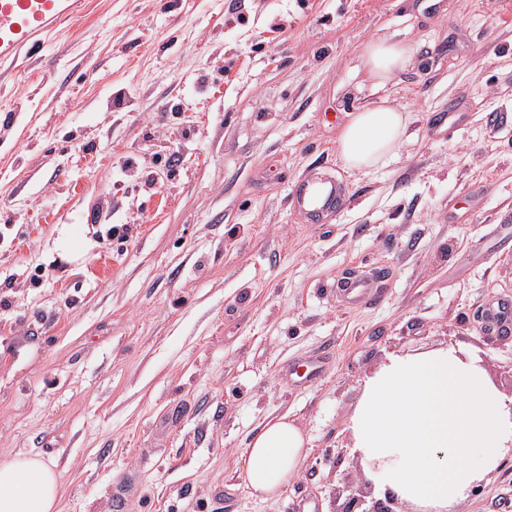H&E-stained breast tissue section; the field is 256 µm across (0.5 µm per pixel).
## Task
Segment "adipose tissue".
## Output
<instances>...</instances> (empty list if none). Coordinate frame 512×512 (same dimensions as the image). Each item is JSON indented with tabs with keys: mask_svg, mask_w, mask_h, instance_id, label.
Listing matches in <instances>:
<instances>
[{
	"mask_svg": "<svg viewBox=\"0 0 512 512\" xmlns=\"http://www.w3.org/2000/svg\"><path fill=\"white\" fill-rule=\"evenodd\" d=\"M412 55L411 46L373 38L361 60L382 86ZM407 124L395 107L360 108L341 137L340 155L352 169L373 168L398 149ZM347 429L375 492L416 512H456L512 447V398L472 350L449 345L392 354L365 380ZM304 445L287 417L266 423L241 455L253 493L267 498L286 486ZM57 494V475L40 460L0 463V512H55Z\"/></svg>",
	"mask_w": 512,
	"mask_h": 512,
	"instance_id": "1",
	"label": "adipose tissue"
}]
</instances>
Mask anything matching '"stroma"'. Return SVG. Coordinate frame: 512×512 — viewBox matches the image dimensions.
Wrapping results in <instances>:
<instances>
[{
	"label": "stroma",
	"mask_w": 512,
	"mask_h": 512,
	"mask_svg": "<svg viewBox=\"0 0 512 512\" xmlns=\"http://www.w3.org/2000/svg\"><path fill=\"white\" fill-rule=\"evenodd\" d=\"M435 2L89 0L0 68V462L50 466L58 512H335L388 355L475 348L512 391L477 317L512 298V0ZM378 36L414 50L382 88ZM381 102L403 142L348 169ZM317 174L349 202L308 224L289 192ZM376 269V300L337 294ZM282 416L307 455L264 500L238 460ZM458 512H512L511 455ZM407 124V115L393 106L360 108L341 137L340 155L351 169L373 168L398 149Z\"/></svg>",
	"instance_id": "1"
}]
</instances>
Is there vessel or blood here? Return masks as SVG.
Instances as JSON below:
<instances>
[{"instance_id": "obj_1", "label": "vessel or blood", "mask_w": 512, "mask_h": 512, "mask_svg": "<svg viewBox=\"0 0 512 512\" xmlns=\"http://www.w3.org/2000/svg\"><path fill=\"white\" fill-rule=\"evenodd\" d=\"M86 0H0V65L17 62L19 56L42 45L61 24L82 14ZM293 206L308 223L320 224L347 204L341 183L333 177H307L295 183L291 193ZM374 284L367 279L350 280L342 290L352 302L372 299ZM480 317L487 330L512 326V301L500 300L486 305Z\"/></svg>"}]
</instances>
